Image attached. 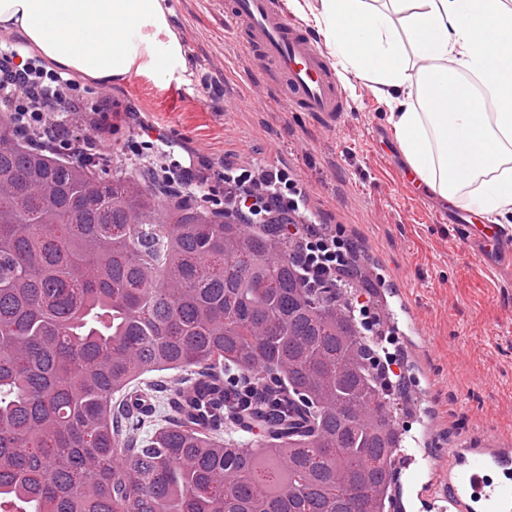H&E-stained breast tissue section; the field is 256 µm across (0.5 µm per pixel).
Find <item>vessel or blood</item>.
<instances>
[{
    "label": "vessel or blood",
    "instance_id": "vessel-or-blood-1",
    "mask_svg": "<svg viewBox=\"0 0 512 512\" xmlns=\"http://www.w3.org/2000/svg\"><path fill=\"white\" fill-rule=\"evenodd\" d=\"M219 7L252 66L271 83L289 111L310 112L336 128L348 100L342 82L314 36L295 23L282 0H221ZM439 222L457 226L468 248L489 259L512 251V238L475 211L434 205ZM444 497L451 512H474L483 500L512 504V448L462 442L448 465Z\"/></svg>",
    "mask_w": 512,
    "mask_h": 512
}]
</instances>
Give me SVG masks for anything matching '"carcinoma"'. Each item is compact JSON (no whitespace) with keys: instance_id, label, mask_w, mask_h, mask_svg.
Returning <instances> with one entry per match:
<instances>
[{"instance_id":"carcinoma-1","label":"carcinoma","mask_w":512,"mask_h":512,"mask_svg":"<svg viewBox=\"0 0 512 512\" xmlns=\"http://www.w3.org/2000/svg\"><path fill=\"white\" fill-rule=\"evenodd\" d=\"M24 147L0 121V512H387L401 396L353 317L358 255L304 286L299 241ZM174 370L143 437L129 390ZM123 393L119 403L115 394ZM231 416L230 433L207 426Z\"/></svg>"}]
</instances>
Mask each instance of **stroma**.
I'll return each mask as SVG.
<instances>
[{
  "instance_id": "35a3bbf8",
  "label": "stroma",
  "mask_w": 512,
  "mask_h": 512,
  "mask_svg": "<svg viewBox=\"0 0 512 512\" xmlns=\"http://www.w3.org/2000/svg\"><path fill=\"white\" fill-rule=\"evenodd\" d=\"M192 67L179 99L145 77L103 84L122 109L99 138L120 153L132 134L153 126L181 144L194 168L216 172L250 163L285 168L323 229H344L374 264L372 288L397 308L409 295L422 337L394 340L401 388L418 382L415 413L405 416L407 441L446 454L461 437H492L512 446V257L485 268L451 224L437 223L428 204L396 172L406 162L397 143L381 150L388 106L375 84L352 80L353 110L328 130L289 111L269 84H250L242 47L224 34L212 0H168Z\"/></svg>"
}]
</instances>
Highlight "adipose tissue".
Returning a JSON list of instances; mask_svg holds the SVG:
<instances>
[{
  "instance_id": "adipose-tissue-1",
  "label": "adipose tissue",
  "mask_w": 512,
  "mask_h": 512,
  "mask_svg": "<svg viewBox=\"0 0 512 512\" xmlns=\"http://www.w3.org/2000/svg\"><path fill=\"white\" fill-rule=\"evenodd\" d=\"M168 0H0V30L56 67L112 83L188 73ZM340 78L377 85L407 165L444 199L512 223V0H318ZM469 73L496 109L475 105Z\"/></svg>"
}]
</instances>
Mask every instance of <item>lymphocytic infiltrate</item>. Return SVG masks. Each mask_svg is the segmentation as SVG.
Masks as SVG:
<instances>
[{
    "label": "lymphocytic infiltrate",
    "mask_w": 512,
    "mask_h": 512,
    "mask_svg": "<svg viewBox=\"0 0 512 512\" xmlns=\"http://www.w3.org/2000/svg\"><path fill=\"white\" fill-rule=\"evenodd\" d=\"M85 89L74 80L46 69L39 59L28 56L15 43H0V106H7L15 131L26 143L44 147L63 158H92L102 150L94 132L74 135L68 123L72 103L84 97ZM126 150L138 172L181 201L207 202L215 198L220 183L245 185L238 207L252 223H265L268 214L298 210L301 191L287 170L269 172L262 192L250 190L252 172L247 168L216 172L213 181H196L192 164L178 160L171 144L161 140L129 141ZM355 242L344 230L334 235L305 234L299 270L306 287H334L336 274L347 268Z\"/></svg>",
    "instance_id": "lymphocytic-infiltrate-1"
}]
</instances>
